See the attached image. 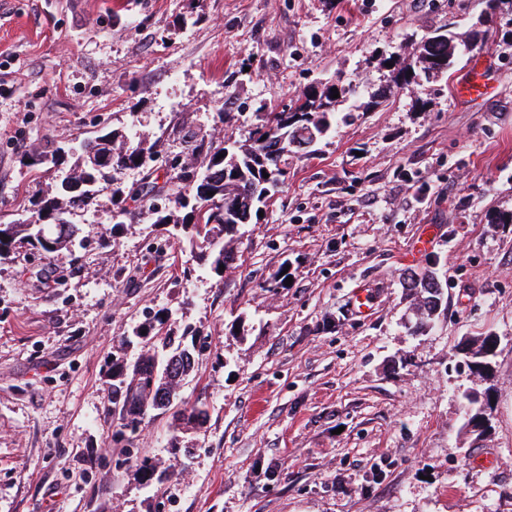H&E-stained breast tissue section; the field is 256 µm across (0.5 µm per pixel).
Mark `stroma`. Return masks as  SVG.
Instances as JSON below:
<instances>
[{"mask_svg":"<svg viewBox=\"0 0 512 512\" xmlns=\"http://www.w3.org/2000/svg\"><path fill=\"white\" fill-rule=\"evenodd\" d=\"M451 20L476 16L463 0H0V224L55 190L35 151L134 128L173 197L190 145L245 139L340 72L383 84L372 56ZM476 59L489 92L459 96ZM414 92L289 156L223 276L146 215L111 234L104 193L74 218L72 259L0 260V512H512V44ZM435 259L447 308L413 335L399 276ZM169 315L197 331L179 400L207 421L153 411L114 443L112 366ZM486 333L479 440L460 347Z\"/></svg>","mask_w":512,"mask_h":512,"instance_id":"35a3bbf8","label":"stroma"}]
</instances>
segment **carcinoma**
Masks as SVG:
<instances>
[{"mask_svg": "<svg viewBox=\"0 0 512 512\" xmlns=\"http://www.w3.org/2000/svg\"><path fill=\"white\" fill-rule=\"evenodd\" d=\"M472 8L480 10L479 17L492 15L501 9L504 0H469ZM489 40L488 31L472 30L466 36L455 32V23L437 30L421 39L410 62H402L398 74L390 82L368 93L364 109L399 99L418 81L438 80L448 77V71L463 50ZM339 95L333 97L331 88ZM357 99L353 79L337 78L336 81L319 82L308 86L291 101L288 109L264 112L258 123L249 131L242 144L230 148L199 144L204 155L202 168L209 178L206 186L192 184L179 193L174 204L189 209L182 223L173 225L182 239L198 251L201 262L217 276L224 277L220 267H229L236 258L233 244L237 241L238 226L248 224L261 204L271 198L280 185L283 158L290 154L310 153L313 141H320L336 131L339 113L350 108L349 102ZM145 137L109 131L77 144L74 168L65 180L73 184H92L85 196L76 200L59 186L58 194L43 196L33 201L35 220L28 224H0V259L13 253L19 240L27 241L30 249L37 250L49 259L72 254L79 225L65 219L60 224H43L41 219L54 212L73 214L97 199L98 193L110 189V203L116 220L112 229L131 224L144 201H150L148 213L151 223L168 225L173 221L170 209H157L153 203L158 187L153 173L144 176L138 188L125 189L117 182L115 173L127 169H140L137 162L149 152L144 147ZM92 151L111 160L99 169L90 167L82 158ZM224 157H219V154ZM269 177H263V174ZM8 241H3V238ZM405 296L410 300L416 316L414 329L423 332L439 318L445 301V292L439 270L429 266L421 270L406 269L401 273ZM140 339V353L129 365H112V412L117 414L123 428L140 423L150 412L171 408L182 382L194 370V349L183 342H175L171 330L153 327L136 330ZM464 365L470 375L479 381L490 377L491 371L473 369L471 360L483 353L496 350L495 338L480 336L474 343L462 346ZM465 425L479 426L482 401L478 392L464 394ZM186 423L201 426L207 420L204 409L194 405L181 410Z\"/></svg>", "mask_w": 512, "mask_h": 512, "instance_id": "obj_1", "label": "carcinoma"}]
</instances>
